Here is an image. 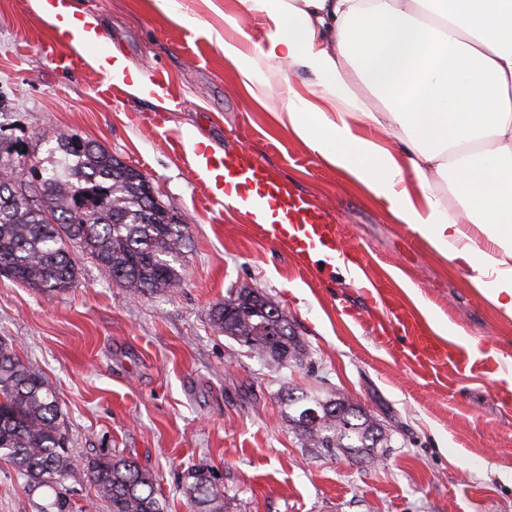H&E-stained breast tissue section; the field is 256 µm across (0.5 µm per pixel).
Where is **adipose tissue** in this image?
Returning a JSON list of instances; mask_svg holds the SVG:
<instances>
[{"instance_id":"ef3b65f1","label":"adipose tissue","mask_w":512,"mask_h":512,"mask_svg":"<svg viewBox=\"0 0 512 512\" xmlns=\"http://www.w3.org/2000/svg\"><path fill=\"white\" fill-rule=\"evenodd\" d=\"M84 50L96 21L31 0ZM220 47L249 98L262 75L310 74L275 109L512 316V0H235Z\"/></svg>"}]
</instances>
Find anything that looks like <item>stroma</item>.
<instances>
[{"label":"stroma","mask_w":512,"mask_h":512,"mask_svg":"<svg viewBox=\"0 0 512 512\" xmlns=\"http://www.w3.org/2000/svg\"><path fill=\"white\" fill-rule=\"evenodd\" d=\"M69 2L97 22L93 52L164 76L169 105L126 93L105 104L95 93L101 71L71 69L52 53L53 27L30 0H0V143L34 164L58 139L94 141L147 176L191 229L183 280L170 292L132 295L90 260L54 298L0 275V338L48 380L80 464L64 482L69 512L96 501L82 462L114 449L155 475L167 512H188L183 473L193 466L218 472L231 512H512V405L498 398L505 382L448 368L424 377L389 354L360 285L326 259L299 271L246 213L211 197L174 136L252 152L326 208L368 277L422 327L512 353V318L472 288L466 264L396 223L278 125L280 91L302 87L303 77L269 74L266 105L250 100L218 45L224 0H177L184 23L154 0ZM154 122L162 133L149 134ZM231 288L279 304L310 365H275L217 332L209 310ZM290 387L361 405L389 436L383 460L304 447L279 400ZM53 498L0 459V512H46Z\"/></svg>","instance_id":"stroma-1"}]
</instances>
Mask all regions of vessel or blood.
Here are the masks:
<instances>
[{"instance_id":"b4317fda","label":"vessel or blood","mask_w":512,"mask_h":512,"mask_svg":"<svg viewBox=\"0 0 512 512\" xmlns=\"http://www.w3.org/2000/svg\"><path fill=\"white\" fill-rule=\"evenodd\" d=\"M193 162L196 170L214 179L226 197L271 210L272 223L261 227L267 240L287 243L289 251L302 260L308 258L310 250L322 247L362 269V261L343 243L338 225L330 222L326 210L297 193L249 151L217 154L197 144ZM367 295L378 316L377 341L386 350L397 351L406 363L425 372L438 365L467 368L466 358L449 344L429 332L415 330V318L391 301L386 288L373 285ZM402 331L410 335L404 344L398 338Z\"/></svg>"}]
</instances>
